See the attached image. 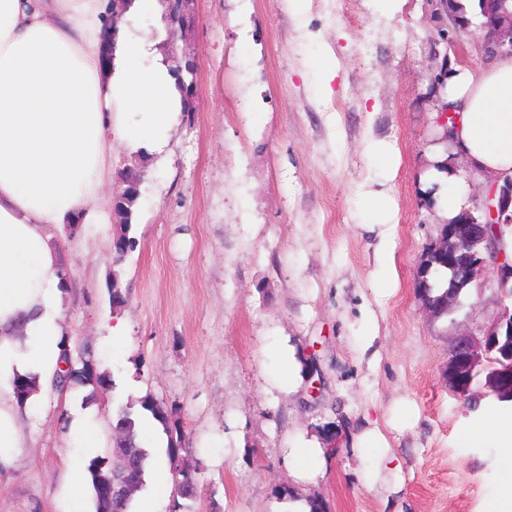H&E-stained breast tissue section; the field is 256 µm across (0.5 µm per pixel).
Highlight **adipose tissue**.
Returning <instances> with one entry per match:
<instances>
[{"label": "adipose tissue", "mask_w": 512, "mask_h": 512, "mask_svg": "<svg viewBox=\"0 0 512 512\" xmlns=\"http://www.w3.org/2000/svg\"><path fill=\"white\" fill-rule=\"evenodd\" d=\"M114 35L111 67L102 64ZM151 43L113 23L109 0H0V467L19 447L24 419L13 394L33 378L37 396L54 388L68 346L61 314L64 265L52 230L104 221L100 190L110 175L115 111L137 110L129 144L161 151L180 116V92ZM453 112L448 140L488 188L512 180V55L478 70L454 68L437 102ZM68 434L61 512H87L85 459L101 446L86 414ZM462 448H497V485L485 512H512V420L482 416L458 433Z\"/></svg>", "instance_id": "ef3b65f1"}]
</instances>
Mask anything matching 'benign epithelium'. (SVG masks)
<instances>
[{
  "label": "benign epithelium",
  "instance_id": "obj_1",
  "mask_svg": "<svg viewBox=\"0 0 512 512\" xmlns=\"http://www.w3.org/2000/svg\"><path fill=\"white\" fill-rule=\"evenodd\" d=\"M191 0H164L166 12L164 21L168 30L183 33L190 23L189 4ZM484 14L491 22L481 25L483 47L488 52H498L504 48L512 50V3L508 0H482ZM484 220L468 212L454 221V225L439 233L429 248L430 254L447 261L448 269L454 276L466 281L473 280L477 273L489 269L492 263L477 247L488 241L487 225ZM508 324L512 335V318L503 313L480 336L460 333L454 336L449 349L448 364L444 379L458 395L467 396L475 376L486 369L491 361L489 337L503 324ZM485 386L493 392L501 387H512V367L500 369L487 377Z\"/></svg>",
  "mask_w": 512,
  "mask_h": 512
}]
</instances>
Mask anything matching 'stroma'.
I'll list each match as a JSON object with an SVG mask.
<instances>
[{
	"label": "stroma",
	"instance_id": "stroma-1",
	"mask_svg": "<svg viewBox=\"0 0 512 512\" xmlns=\"http://www.w3.org/2000/svg\"><path fill=\"white\" fill-rule=\"evenodd\" d=\"M242 0H194V21L177 40L147 21L153 60L197 62L196 110L181 114L161 152L141 157L112 139V201L127 173L140 175L129 231L133 252L115 262L120 218L98 227L53 230L70 287L64 321L71 349L90 345L113 381L98 396L97 419L112 432V404L139 408L145 395L166 403L183 429L180 455L198 469L197 495L169 498L162 512H278L285 492L324 502L327 512H483L498 451L461 448L468 404L489 412L483 379L468 397L443 378L451 339L479 333L512 298L487 271L463 290L451 314L431 318L417 268L446 218L428 173L437 155L478 206L486 185L450 153L431 109L434 77L477 68L480 17L453 44L429 0H407L385 18L368 0H308L296 17L287 0H257L248 13L258 53L238 49ZM336 66L332 91H316L309 59ZM393 147L394 178L380 183L368 147ZM395 200L394 282H378L377 232L358 201L369 191ZM127 297L109 302L111 286ZM375 339L362 348L365 320ZM126 327L127 352L109 345ZM294 346L300 387L275 386L277 348ZM84 387L51 392L29 411L12 465L0 471V512H59L73 454L68 423L84 411ZM379 428L400 485L368 487L371 461L354 435ZM323 448L312 481L286 464L299 438Z\"/></svg>",
	"mask_w": 512,
	"mask_h": 512
}]
</instances>
